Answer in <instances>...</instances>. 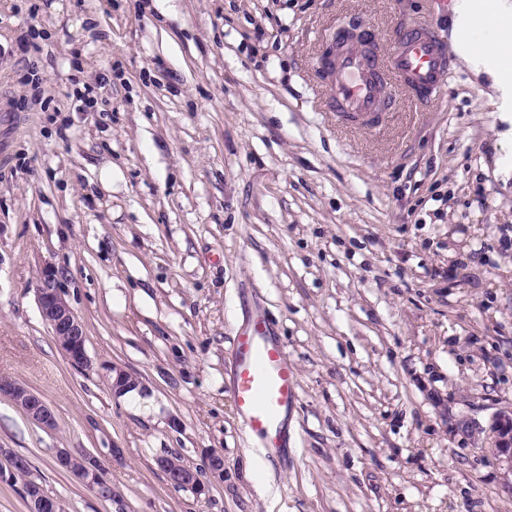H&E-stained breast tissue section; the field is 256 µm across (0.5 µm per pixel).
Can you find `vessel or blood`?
<instances>
[{
    "instance_id": "obj_1",
    "label": "vessel or blood",
    "mask_w": 512,
    "mask_h": 512,
    "mask_svg": "<svg viewBox=\"0 0 512 512\" xmlns=\"http://www.w3.org/2000/svg\"><path fill=\"white\" fill-rule=\"evenodd\" d=\"M336 51L317 65L332 95L330 111L375 126L390 102L388 87L402 88L419 100L442 92V76L452 56L432 27L404 25L389 55H382L368 29L337 28ZM233 390L247 436L265 447L283 445V424L297 400L295 372L278 341L269 336L261 315L235 337Z\"/></svg>"
}]
</instances>
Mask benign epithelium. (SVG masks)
<instances>
[{"label":"benign epithelium","mask_w":512,"mask_h":512,"mask_svg":"<svg viewBox=\"0 0 512 512\" xmlns=\"http://www.w3.org/2000/svg\"><path fill=\"white\" fill-rule=\"evenodd\" d=\"M37 300L43 319L51 327L67 360L76 367H87L90 360L86 351L85 329L75 315L60 289L58 271L45 268L36 289ZM0 392L8 395L13 403L29 418L44 428H52L56 419L51 408L32 390L12 381L0 379ZM462 432L485 436L493 457L512 472V414L500 412L487 429L476 423H463ZM56 461L74 478L88 487H95L101 462L91 455L75 456L65 448L57 450ZM205 469L219 480H224V458L212 453L206 458ZM31 502L30 512H57V505L46 500L41 493L33 490L28 493Z\"/></svg>","instance_id":"obj_1"}]
</instances>
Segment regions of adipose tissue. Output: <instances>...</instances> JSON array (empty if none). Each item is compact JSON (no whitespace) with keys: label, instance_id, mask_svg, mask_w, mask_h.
<instances>
[{"label":"adipose tissue","instance_id":"adipose-tissue-1","mask_svg":"<svg viewBox=\"0 0 512 512\" xmlns=\"http://www.w3.org/2000/svg\"><path fill=\"white\" fill-rule=\"evenodd\" d=\"M472 0H455L451 40L468 69L478 77L486 78L501 102L502 112L512 111V82L506 80L499 67L492 61L487 46L471 39Z\"/></svg>","mask_w":512,"mask_h":512}]
</instances>
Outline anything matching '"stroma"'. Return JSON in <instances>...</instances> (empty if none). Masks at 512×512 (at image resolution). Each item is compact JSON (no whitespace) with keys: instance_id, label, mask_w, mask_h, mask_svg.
<instances>
[{"instance_id":"obj_1","label":"stroma","mask_w":512,"mask_h":512,"mask_svg":"<svg viewBox=\"0 0 512 512\" xmlns=\"http://www.w3.org/2000/svg\"><path fill=\"white\" fill-rule=\"evenodd\" d=\"M451 18L440 0H0V377L56 417L0 394V512H27L28 479L60 512H512V474L452 430L512 411V124L459 61L373 131L329 112L315 70L337 23L386 42ZM87 85L108 111H79ZM48 266L89 368L41 316ZM257 313L299 384L276 451L230 384ZM61 448L97 457L111 497ZM0 392L7 394L13 403L29 418L44 428H53L56 419L51 408L32 390L12 381L0 379ZM56 461L74 478L84 485L94 488L95 482L99 479L101 462L97 457L91 455L75 456L65 448L57 450ZM169 459L172 460L174 462V466L176 465H184L181 460L180 462H177L175 459H173L172 456H163V457H160L158 459V464L161 468H163V470L165 471V473L167 474V471L169 472V470L171 469V465L169 463ZM177 475H178V480H176L177 484L173 483V481H171L172 479H170V476H168L170 482L174 485V486H177L179 488H191L187 485H184V484H180L181 483V479H189L190 480V483L189 485L192 486L194 488V490L196 491V493H199V494H202L205 492V486L204 484L201 482L200 478H199V475L195 473V470L191 469L189 470V478H188V474L184 473V472H180V471H176L175 472ZM192 489V488H191Z\"/></svg>"}]
</instances>
